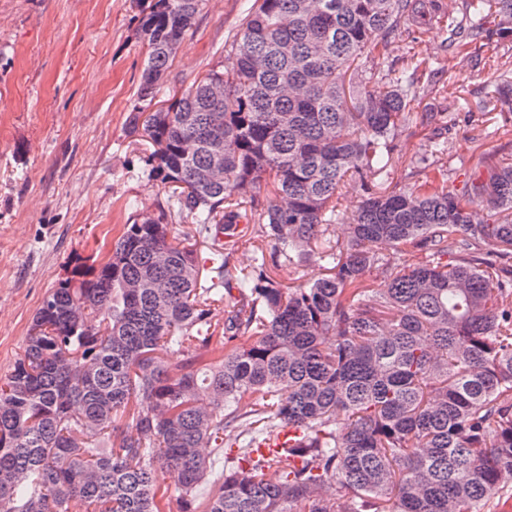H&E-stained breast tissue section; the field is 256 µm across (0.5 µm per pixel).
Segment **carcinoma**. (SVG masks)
I'll return each instance as SVG.
<instances>
[{
  "label": "carcinoma",
  "mask_w": 512,
  "mask_h": 512,
  "mask_svg": "<svg viewBox=\"0 0 512 512\" xmlns=\"http://www.w3.org/2000/svg\"><path fill=\"white\" fill-rule=\"evenodd\" d=\"M203 3L145 9L129 124L207 257L163 212L44 297L0 377V512H483L512 481V163L448 191L449 115L411 113L438 68L395 50L439 25L451 69L493 14L512 40V0H254L232 67L151 112ZM494 93L511 104L512 77ZM412 117L433 128L418 180L368 187Z\"/></svg>",
  "instance_id": "carcinoma-1"
}]
</instances>
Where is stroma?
I'll list each match as a JSON object with an SVG mask.
<instances>
[{
    "label": "stroma",
    "mask_w": 512,
    "mask_h": 512,
    "mask_svg": "<svg viewBox=\"0 0 512 512\" xmlns=\"http://www.w3.org/2000/svg\"><path fill=\"white\" fill-rule=\"evenodd\" d=\"M253 0H206L181 42L153 108L194 78L229 63L224 43ZM142 0H0V375L13 367L45 294L76 259L103 260L121 225L158 217L168 189L150 174L153 150L129 115L137 99L146 48ZM480 63L457 58L443 79L454 105L427 92L422 112L455 108L449 135L448 187L472 172L512 158V110L491 82L511 69L497 35ZM423 133L410 125L386 185L413 182Z\"/></svg>",
    "instance_id": "stroma-1"
}]
</instances>
